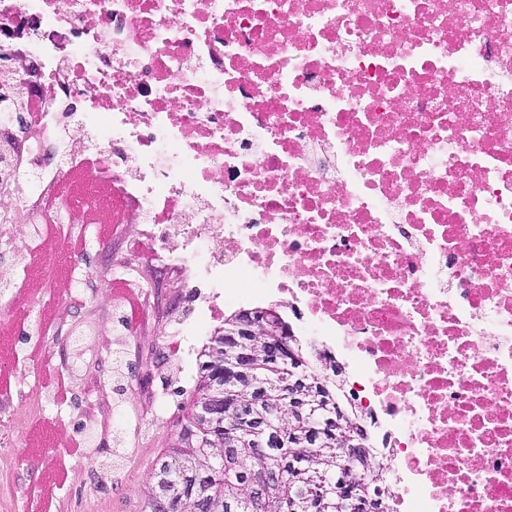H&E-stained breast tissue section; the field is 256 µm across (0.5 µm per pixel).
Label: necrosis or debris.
<instances>
[{
  "label": "necrosis or debris",
  "instance_id": "1",
  "mask_svg": "<svg viewBox=\"0 0 512 512\" xmlns=\"http://www.w3.org/2000/svg\"><path fill=\"white\" fill-rule=\"evenodd\" d=\"M0 210L133 224L181 336L270 304L391 512H512V0H0Z\"/></svg>",
  "mask_w": 512,
  "mask_h": 512
}]
</instances>
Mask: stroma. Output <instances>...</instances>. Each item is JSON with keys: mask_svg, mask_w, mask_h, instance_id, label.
<instances>
[{"mask_svg": "<svg viewBox=\"0 0 512 512\" xmlns=\"http://www.w3.org/2000/svg\"><path fill=\"white\" fill-rule=\"evenodd\" d=\"M100 241L97 251L73 249L75 236ZM125 228L87 224L74 231L56 224L42 227L39 240L17 237L18 246L57 255L52 268L36 264L28 275V291L16 301L0 300V395H17L29 388L68 376L67 328L86 317L112 325V299L126 291L115 281L112 267L126 255ZM92 269L95 286L106 296L82 295L68 300L69 271L73 262ZM158 284L159 312L138 307L135 333L124 344L112 335L101 341L102 358L90 374L99 387L91 399L74 395L43 404L17 424L10 447H0V512H144L158 459L176 447L178 435L194 411L202 342L186 347L174 336V316L187 314L189 299L175 273L153 272ZM38 310L45 336L33 339L24 352L15 350V330L30 310ZM130 359L125 386L133 401L125 415L108 403L113 380L109 377L113 351ZM105 426L98 439L100 457L73 452L76 430Z\"/></svg>", "mask_w": 512, "mask_h": 512, "instance_id": "35a3bbf8", "label": "stroma"}]
</instances>
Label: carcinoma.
<instances>
[{"label":"carcinoma","mask_w":512,"mask_h":512,"mask_svg":"<svg viewBox=\"0 0 512 512\" xmlns=\"http://www.w3.org/2000/svg\"><path fill=\"white\" fill-rule=\"evenodd\" d=\"M254 312L273 321L286 334L288 352L281 365H267L262 349L267 337L239 336L249 361L237 364L233 377L248 384L232 383L229 366L234 357L224 351L225 333L233 329V315L224 318L208 345L200 351L199 379L195 409L224 407L223 431L215 424L192 414L182 429L179 446L157 463L153 489L146 512H161L160 501L170 502L169 512H336V504L318 494L320 483L336 474L341 463L349 465L354 478L347 484L349 496L371 493L389 501L385 493V474L371 459L377 449L370 435L360 434L357 452L343 460L341 446L346 437L364 425L362 416L345 400L339 388L340 369L318 367L305 347L287 334L288 325L269 307ZM298 374L302 390L314 410L300 415L288 407V397L280 387L288 377ZM266 424L267 447L256 444L260 428L243 424L240 412ZM284 432L286 444L277 441ZM281 472L279 482L268 487L265 510L256 507L255 482L273 470Z\"/></svg>","instance_id":"cac0c4a2"}]
</instances>
